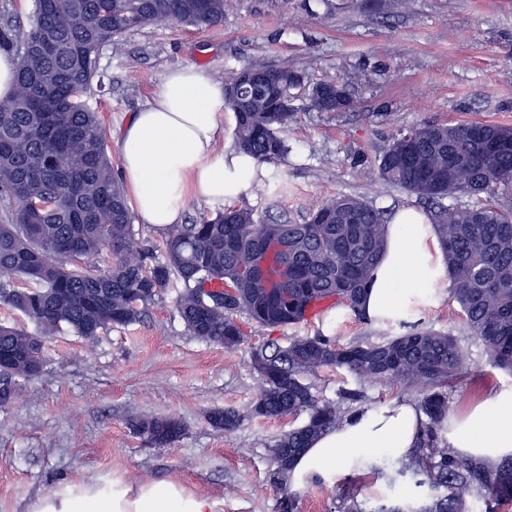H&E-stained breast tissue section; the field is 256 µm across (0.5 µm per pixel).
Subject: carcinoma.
I'll return each instance as SVG.
<instances>
[{"label": "carcinoma", "instance_id": "cac0c4a2", "mask_svg": "<svg viewBox=\"0 0 512 512\" xmlns=\"http://www.w3.org/2000/svg\"><path fill=\"white\" fill-rule=\"evenodd\" d=\"M230 0H34L25 32L0 29V48L15 50L13 95L0 103V198L11 206L0 222V302L20 311L35 332L0 324V407L19 395V379L43 369L45 338L67 329L92 341L112 326L140 321L173 279L182 290L175 308L189 335L236 350L247 333L236 315L273 329L304 321L333 302L365 318L363 297L385 248L389 218L363 198L338 194L300 224H260L246 208L226 207L167 230L164 260L147 262L132 228V209L108 155L106 137L85 97L95 86L100 51L124 34L159 22L216 26ZM267 84L230 78L228 108L234 143L260 162L284 156L282 133L298 121L292 89L303 76L288 66H254ZM512 141V128L487 122L420 124L398 130L382 153L383 180L439 206L433 225L445 251L450 292L493 365L512 373V145L478 160L487 141ZM451 198L471 203L442 206ZM288 242L272 269L256 275L254 254ZM107 252L111 265L93 262ZM286 289L273 301L269 291ZM466 360L458 337L430 327L378 342L340 344L326 336L270 339L249 353L263 387L250 415L280 418L307 413L301 426L274 441L271 480L283 485L294 460L346 415L339 403L320 402L306 377L321 368L344 369L361 380L421 390L428 422L414 458L379 470L430 486L421 503L366 510L349 492L343 512H498L512 501V456L489 462L438 442L450 411L448 385ZM209 423L227 433L245 415L214 409ZM133 431L151 446L184 433L175 417L138 418Z\"/></svg>", "mask_w": 512, "mask_h": 512}]
</instances>
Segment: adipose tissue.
Segmentation results:
<instances>
[{"instance_id": "1", "label": "adipose tissue", "mask_w": 512, "mask_h": 512, "mask_svg": "<svg viewBox=\"0 0 512 512\" xmlns=\"http://www.w3.org/2000/svg\"><path fill=\"white\" fill-rule=\"evenodd\" d=\"M227 109L222 84L188 64L169 70L152 98L133 113L117 145L124 182L141 222L163 232L181 223L188 196L231 201L265 172L251 155L216 153ZM448 281L443 249L426 217L397 211L388 224L387 247L368 286L363 311L378 322L403 311L439 303ZM424 416L411 401L358 410L313 440L288 474L290 490L316 478L364 468L368 458H403L417 448ZM448 443L460 452L496 459L512 453V391H500L448 419ZM32 512H211L209 500L171 482L111 488L89 484L40 497Z\"/></svg>"}]
</instances>
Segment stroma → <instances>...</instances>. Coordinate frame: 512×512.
Listing matches in <instances>:
<instances>
[{"label":"stroma","instance_id":"1","mask_svg":"<svg viewBox=\"0 0 512 512\" xmlns=\"http://www.w3.org/2000/svg\"><path fill=\"white\" fill-rule=\"evenodd\" d=\"M186 63L222 83L253 65L288 66L303 76L295 91L298 121L284 133L287 154L268 162L263 182L234 202L262 223L302 222L339 192L391 213L426 211L417 195L377 177L398 129L464 121L512 126V0H232L214 27L158 23L128 33L100 52L105 88L87 99L103 119L111 157L119 155L116 139L132 112L153 98L168 69ZM317 82L347 86L352 107L309 109L308 87ZM178 291L169 284L140 322L101 331L95 341L66 330L49 339L41 375L22 380L18 399L0 408V512H30L47 493L116 479L180 483L208 498L212 512H282L271 446L304 415L248 419L231 433L207 421L212 409L244 413L253 404L262 382L248 364L250 347L316 335L375 342L402 331L399 322L364 321L340 305L271 332L249 328L245 344L229 351L188 334L175 309ZM421 320L461 337L467 348L464 373L448 389L453 412L512 389V375L492 366L451 294ZM310 382L323 401L338 400L344 389L362 392L358 410L421 397L343 370H319ZM144 416L177 417L186 432L171 445H147L130 428ZM345 489L367 508L429 493L410 481L388 491L374 470L314 480L295 512H340Z\"/></svg>","mask_w":512,"mask_h":512}]
</instances>
